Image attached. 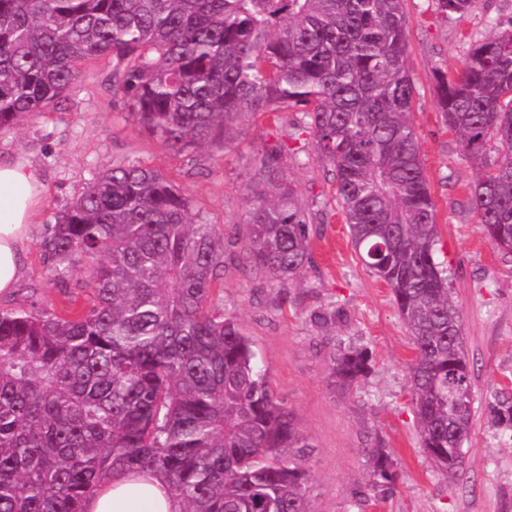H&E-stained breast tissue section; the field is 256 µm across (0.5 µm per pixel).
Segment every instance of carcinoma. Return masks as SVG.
Here are the masks:
<instances>
[{
  "label": "carcinoma",
  "instance_id": "1",
  "mask_svg": "<svg viewBox=\"0 0 512 512\" xmlns=\"http://www.w3.org/2000/svg\"><path fill=\"white\" fill-rule=\"evenodd\" d=\"M461 17L476 0H431ZM405 0H0V131L64 107L78 65L126 62L116 90L182 155L224 149L247 112L297 113L331 168L362 263L390 288L414 349L421 447L457 476L474 418L462 312L435 259L436 205L412 119ZM443 124L477 171L471 200L512 257V27L473 41L462 74L436 76ZM272 147L253 177L243 259L270 279L311 258L306 208ZM53 269L94 262V302L61 316L0 311V512H85L118 470L153 471L180 512H307L306 448L251 341L213 302L224 241L188 196L138 161L99 172L56 214ZM334 361L351 389L369 372ZM512 429V396L498 397ZM391 481L387 449L368 450Z\"/></svg>",
  "mask_w": 512,
  "mask_h": 512
}]
</instances>
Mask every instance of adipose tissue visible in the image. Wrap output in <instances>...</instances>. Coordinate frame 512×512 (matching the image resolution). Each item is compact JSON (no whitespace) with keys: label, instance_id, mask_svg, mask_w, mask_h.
<instances>
[{"label":"adipose tissue","instance_id":"obj_1","mask_svg":"<svg viewBox=\"0 0 512 512\" xmlns=\"http://www.w3.org/2000/svg\"><path fill=\"white\" fill-rule=\"evenodd\" d=\"M44 178L32 164L0 160V294L11 293L43 205ZM86 512H178L165 481L151 472L120 471L86 502Z\"/></svg>","mask_w":512,"mask_h":512}]
</instances>
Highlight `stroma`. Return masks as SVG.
<instances>
[{"label":"stroma","instance_id":"obj_1","mask_svg":"<svg viewBox=\"0 0 512 512\" xmlns=\"http://www.w3.org/2000/svg\"><path fill=\"white\" fill-rule=\"evenodd\" d=\"M409 63L417 95L413 120L437 208V262L463 315L473 374L474 426L456 479L424 453L410 406V335L390 289L359 260L333 198L336 184L316 156L289 164L287 177L308 201L311 263L293 281L271 283L246 266L249 184L265 146L290 142L295 113L241 116L223 149L174 154L133 120L113 92L120 66L109 59L83 68L63 112H39L0 132V157L41 169L45 200L22 279L0 309L26 304L64 313L92 304L91 260L56 275L42 244L54 214L76 199L103 168L130 160L155 168L192 200L194 214L224 240V279L216 293L225 315L250 338L276 397L295 415L309 445L301 449L307 512H512V434L497 424L500 392L512 391V260L487 241L471 203L475 171L443 125L434 74L458 76L470 40L512 25V0H477L464 17L445 19L428 0H406ZM332 310L336 323L315 324ZM367 351L372 371L349 394L330 386L340 347ZM383 443L393 461L391 489L372 487L366 448Z\"/></svg>","mask_w":512,"mask_h":512}]
</instances>
